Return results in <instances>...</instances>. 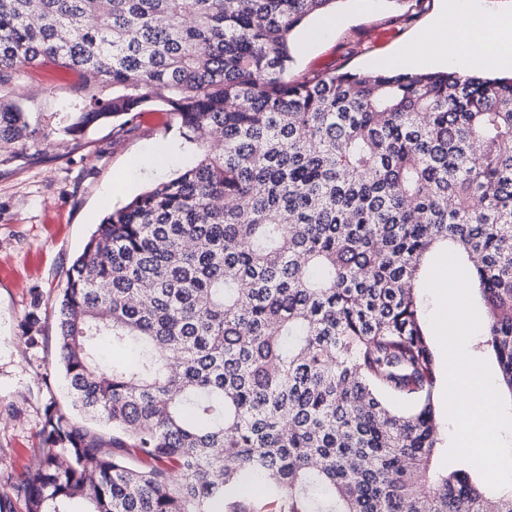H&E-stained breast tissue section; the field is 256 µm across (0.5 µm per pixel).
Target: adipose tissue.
Masks as SVG:
<instances>
[{
  "label": "adipose tissue",
  "instance_id": "obj_1",
  "mask_svg": "<svg viewBox=\"0 0 512 512\" xmlns=\"http://www.w3.org/2000/svg\"><path fill=\"white\" fill-rule=\"evenodd\" d=\"M492 27L512 36V18L486 12L484 0H443L430 37L437 62L463 74L482 67L512 68V50L494 46L484 36Z\"/></svg>",
  "mask_w": 512,
  "mask_h": 512
}]
</instances>
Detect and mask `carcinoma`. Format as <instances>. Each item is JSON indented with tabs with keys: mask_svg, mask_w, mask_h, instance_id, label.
Masks as SVG:
<instances>
[{
	"mask_svg": "<svg viewBox=\"0 0 512 512\" xmlns=\"http://www.w3.org/2000/svg\"><path fill=\"white\" fill-rule=\"evenodd\" d=\"M337 2L0 0V166L50 136L5 95L45 60L104 92L71 139L159 105L197 151L68 270L71 410L45 407L47 452L9 481L25 512H512L472 466L430 475L418 294L437 246L463 259L512 397V77H293L292 32Z\"/></svg>",
	"mask_w": 512,
	"mask_h": 512,
	"instance_id": "1",
	"label": "carcinoma"
}]
</instances>
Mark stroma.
Segmentation results:
<instances>
[{"label": "stroma", "instance_id": "35a3bbf8", "mask_svg": "<svg viewBox=\"0 0 512 512\" xmlns=\"http://www.w3.org/2000/svg\"><path fill=\"white\" fill-rule=\"evenodd\" d=\"M440 8L441 0H414L407 10L391 0H339L329 30L310 39L295 31L292 72L307 77L396 63ZM80 83L77 73L48 61L26 69L10 89L52 137L28 143L0 168V477L27 474L41 450L45 406L68 403L53 312L73 260L108 210L194 160L169 112L156 106L126 126L107 120L70 141L60 128L81 101ZM35 299L42 322L32 345L21 322Z\"/></svg>", "mask_w": 512, "mask_h": 512}]
</instances>
